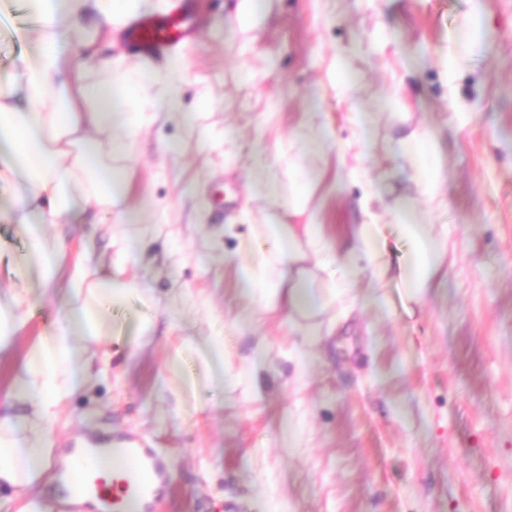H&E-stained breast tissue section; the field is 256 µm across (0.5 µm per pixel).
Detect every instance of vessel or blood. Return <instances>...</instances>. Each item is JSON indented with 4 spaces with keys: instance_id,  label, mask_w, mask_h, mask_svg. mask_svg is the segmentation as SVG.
<instances>
[{
    "instance_id": "b4317fda",
    "label": "vessel or blood",
    "mask_w": 512,
    "mask_h": 512,
    "mask_svg": "<svg viewBox=\"0 0 512 512\" xmlns=\"http://www.w3.org/2000/svg\"><path fill=\"white\" fill-rule=\"evenodd\" d=\"M185 20L157 28L136 25L130 30L136 49L153 55L174 49L182 37ZM97 448L75 446L68 461L60 466L68 486V512H156L169 484L163 458L134 440L124 441L112 451V473L95 471Z\"/></svg>"
}]
</instances>
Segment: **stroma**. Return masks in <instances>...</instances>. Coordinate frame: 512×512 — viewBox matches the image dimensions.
I'll use <instances>...</instances> for the list:
<instances>
[{
	"label": "stroma",
	"instance_id": "1",
	"mask_svg": "<svg viewBox=\"0 0 512 512\" xmlns=\"http://www.w3.org/2000/svg\"><path fill=\"white\" fill-rule=\"evenodd\" d=\"M186 3L175 90L192 122L156 113L117 161L127 195L95 220L45 225L47 249L69 255L53 279L17 277L20 192L0 185V290L33 291L19 351L79 312L73 259L108 272L114 225L140 244L126 278L154 298L112 313L101 372L49 430L53 464L85 438L139 440L170 472L159 512H512V0H265L244 27L242 0ZM477 18L487 37L448 68ZM35 29L24 0H0V84ZM311 121L329 137L306 151L295 135ZM415 131L438 154L432 194L399 145ZM260 157L274 193L252 189ZM292 163L312 177L297 212ZM367 215L395 262L398 225L448 237L441 282L414 315L367 271L345 305L315 308L316 340L241 295L228 257L258 225H322L321 288L345 257L341 225ZM218 339L225 360L202 366ZM259 348L249 394L229 371ZM176 376L199 380L202 413L179 407Z\"/></svg>",
	"mask_w": 512,
	"mask_h": 512
}]
</instances>
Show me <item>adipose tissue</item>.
<instances>
[{
	"label": "adipose tissue",
	"mask_w": 512,
	"mask_h": 512,
	"mask_svg": "<svg viewBox=\"0 0 512 512\" xmlns=\"http://www.w3.org/2000/svg\"><path fill=\"white\" fill-rule=\"evenodd\" d=\"M32 2L41 21L40 49L36 56L20 58L18 83L0 87V183L25 175L24 204L17 222L31 255L48 276L56 257L42 248L44 225L79 214L90 205L112 206L125 192V172L113 166L112 159L129 152L124 129L142 126L149 116L144 109L116 112L117 101L142 86L157 85L167 91L162 108L179 115V101L171 89L183 63L171 60L162 69L147 63L124 71L122 79L86 84L84 74L89 68L112 72L121 69V60H94L79 49L68 58L60 51L61 44L68 42L75 28L88 43L102 29H120L146 0ZM399 232L409 240L410 249L404 262L394 268L386 258L382 225H350L354 257L338 269L342 287L354 283L359 253L366 254L375 279L382 284L395 282L407 301H418L435 287L447 254L446 240L432 236L421 224L400 225ZM323 244L317 225L268 224L262 234L241 241L233 258L253 301L265 306L277 303L289 317H304L313 304L304 266L306 251ZM123 272L119 266L112 274L92 281L88 270L76 265L75 278L85 287L80 313L86 342L96 344L106 336L107 309L122 306L130 295H137L143 304L152 303V294L137 290L133 281L124 279ZM71 336L68 319H61L22 364L25 377L18 382L16 395L34 404L35 421L0 413V489L13 490L22 499L18 512H36L35 491L51 481L52 442L31 436L33 423L53 422L58 406L88 381L90 358L75 348Z\"/></svg>",
	"instance_id": "adipose-tissue-1"
}]
</instances>
